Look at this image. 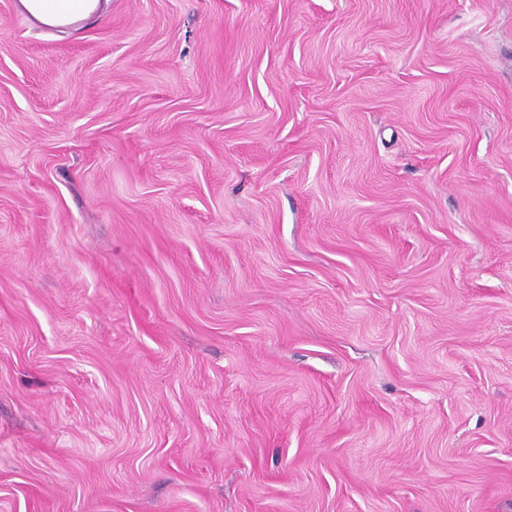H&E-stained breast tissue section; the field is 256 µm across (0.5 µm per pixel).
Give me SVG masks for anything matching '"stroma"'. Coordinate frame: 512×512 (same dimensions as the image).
I'll list each match as a JSON object with an SVG mask.
<instances>
[{
	"mask_svg": "<svg viewBox=\"0 0 512 512\" xmlns=\"http://www.w3.org/2000/svg\"><path fill=\"white\" fill-rule=\"evenodd\" d=\"M0 0V512H512V0ZM84 0H32L33 11L52 14L62 19H72L82 15L79 6Z\"/></svg>",
	"mask_w": 512,
	"mask_h": 512,
	"instance_id": "1",
	"label": "stroma"
}]
</instances>
